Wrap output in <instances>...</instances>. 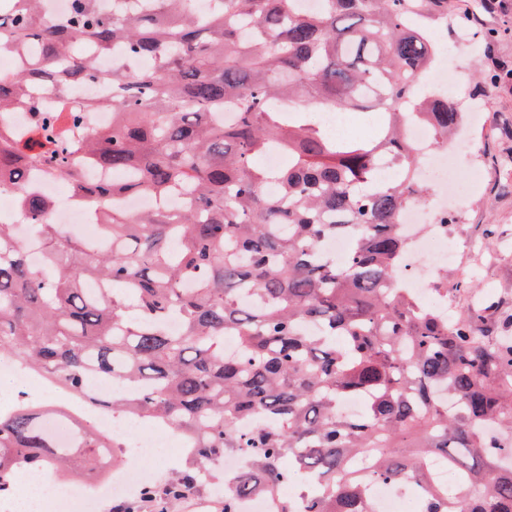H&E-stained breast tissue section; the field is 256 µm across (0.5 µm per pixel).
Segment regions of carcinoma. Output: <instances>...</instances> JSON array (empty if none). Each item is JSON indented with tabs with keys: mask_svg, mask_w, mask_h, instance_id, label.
Wrapping results in <instances>:
<instances>
[{
	"mask_svg": "<svg viewBox=\"0 0 512 512\" xmlns=\"http://www.w3.org/2000/svg\"><path fill=\"white\" fill-rule=\"evenodd\" d=\"M42 2L0 0V55L39 46L29 66L0 77V114L29 113L35 133L0 137V183L34 222L54 275L29 263L15 225L0 224V355L92 411L186 437L196 459L176 490L205 464L247 454L224 512L302 479L306 512H370V477L423 489L419 512H512V336L492 335L481 309L446 317L396 280L409 248L399 214L427 193L405 123L429 122L436 144L463 123L452 100L412 96L448 0H323L316 12L295 0H217L202 21L193 0L129 14L68 0L59 22ZM88 44L126 53L108 75L112 99L84 104L89 114L112 107L109 128L85 130L74 111L63 124L33 92L64 100L99 79ZM361 103L381 114L370 141L339 139L313 118ZM227 109L233 122L212 118ZM275 145L288 167L260 164ZM76 154L112 181L87 182ZM40 165L104 204L100 243L42 220L51 201L26 184ZM131 195L156 206L105 207ZM178 198L174 212L167 201ZM346 230L352 248L333 262L321 244ZM91 279L112 288L93 296ZM171 312L177 332L165 327ZM97 377L131 393L102 398L90 390ZM354 394L366 407L351 418L340 405ZM54 414L66 412L26 400L0 413V490L22 468L106 475L120 441L72 418L62 444L44 427ZM439 457L461 476L452 487L433 477Z\"/></svg>",
	"mask_w": 512,
	"mask_h": 512,
	"instance_id": "cac0c4a2",
	"label": "carcinoma"
}]
</instances>
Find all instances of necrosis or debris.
I'll return each mask as SVG.
<instances>
[{
    "mask_svg": "<svg viewBox=\"0 0 512 512\" xmlns=\"http://www.w3.org/2000/svg\"><path fill=\"white\" fill-rule=\"evenodd\" d=\"M406 138L416 151L419 177L432 178L433 183L430 208L412 204L400 214L399 222L409 244L400 278L403 286L410 288L423 303L445 314L455 308L457 300L452 296L437 294L431 287L428 273L448 264V254L440 247L441 242L447 239L448 232L446 226L438 224L437 218L454 207L457 185L449 180L448 170L467 152L468 147L460 141L441 150H433V131L424 121L410 125ZM34 182L38 190L52 202L51 222L67 227L95 223V204L80 201L73 193L60 192L56 179L38 176ZM0 369L7 370L27 385L22 393L14 390L0 392V404L6 407H13L23 396L30 398L38 393L53 394L57 391L50 381L25 369L17 361L1 357ZM86 417L101 433L120 437L133 435L134 440L128 443L122 461L110 468L104 480L89 483L86 493L74 498L56 493L57 481L53 476L27 472L22 476L15 495L0 499V512H41L42 508L48 506L53 507L55 512H94L100 496H132L150 481V474L141 465L142 459L163 460L173 455L188 459L192 456L186 439L171 435L164 427H155L153 436L149 437L142 435L143 423L136 417L119 421L91 411L87 412Z\"/></svg>",
    "mask_w": 512,
    "mask_h": 512,
    "instance_id": "obj_1",
    "label": "necrosis or debris"
}]
</instances>
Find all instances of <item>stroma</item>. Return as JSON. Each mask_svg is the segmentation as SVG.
I'll return each mask as SVG.
<instances>
[{
	"instance_id": "35a3bbf8",
	"label": "stroma",
	"mask_w": 512,
	"mask_h": 512,
	"mask_svg": "<svg viewBox=\"0 0 512 512\" xmlns=\"http://www.w3.org/2000/svg\"><path fill=\"white\" fill-rule=\"evenodd\" d=\"M478 2L448 0L444 32L451 42L471 35L478 46L475 59H462L466 74L449 91L476 141L479 174L469 177L467 161L457 165L464 201L448 239L455 255L448 284L472 278V304L489 303L500 334L512 336V0H496L489 12Z\"/></svg>"
}]
</instances>
